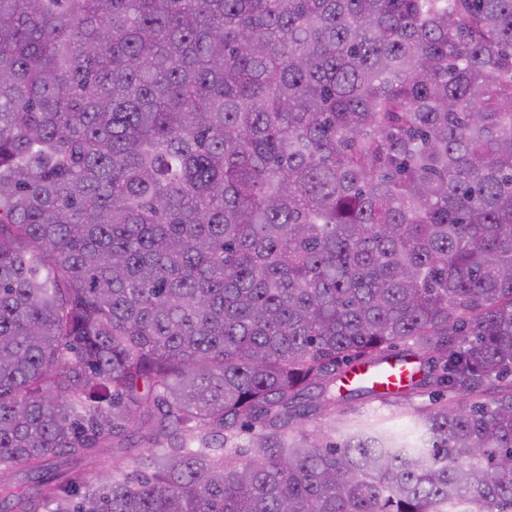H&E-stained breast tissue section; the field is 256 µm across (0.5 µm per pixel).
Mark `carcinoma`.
Here are the masks:
<instances>
[{
    "instance_id": "carcinoma-1",
    "label": "carcinoma",
    "mask_w": 512,
    "mask_h": 512,
    "mask_svg": "<svg viewBox=\"0 0 512 512\" xmlns=\"http://www.w3.org/2000/svg\"><path fill=\"white\" fill-rule=\"evenodd\" d=\"M460 503L512 512V0H0V512Z\"/></svg>"
}]
</instances>
